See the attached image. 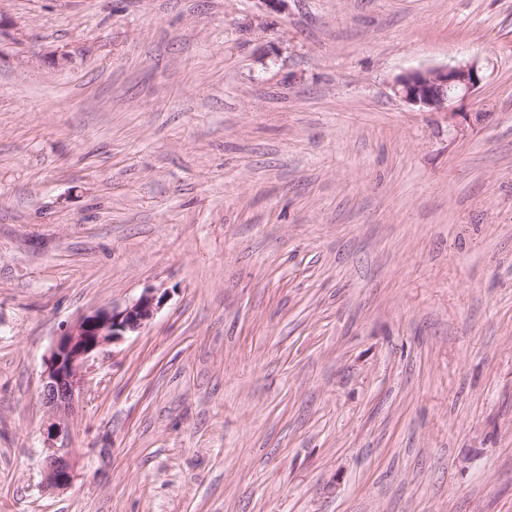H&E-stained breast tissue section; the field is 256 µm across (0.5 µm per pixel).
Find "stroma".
I'll list each match as a JSON object with an SVG mask.
<instances>
[{
  "label": "stroma",
  "mask_w": 512,
  "mask_h": 512,
  "mask_svg": "<svg viewBox=\"0 0 512 512\" xmlns=\"http://www.w3.org/2000/svg\"><path fill=\"white\" fill-rule=\"evenodd\" d=\"M0 14V512H512V0ZM149 288L45 490L55 340ZM483 79L482 67L474 60L408 72L397 79L393 90L411 104L439 111L459 94L475 90ZM44 449V487L49 490L68 488L75 478L74 448L62 441L60 445H50Z\"/></svg>",
  "instance_id": "1"
}]
</instances>
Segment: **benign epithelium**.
<instances>
[{
    "instance_id": "7a95c632",
    "label": "benign epithelium",
    "mask_w": 512,
    "mask_h": 512,
    "mask_svg": "<svg viewBox=\"0 0 512 512\" xmlns=\"http://www.w3.org/2000/svg\"><path fill=\"white\" fill-rule=\"evenodd\" d=\"M483 79L482 67L474 60L408 72L397 79L394 93L411 104L439 111L459 94L475 90ZM158 309L155 291L149 288L123 309H97L64 329L51 351L43 377L42 395L49 408L51 436L58 438L66 432L83 389L84 369L93 353L143 328ZM73 458L74 449L65 442L45 448V488L61 490L72 484Z\"/></svg>"
}]
</instances>
